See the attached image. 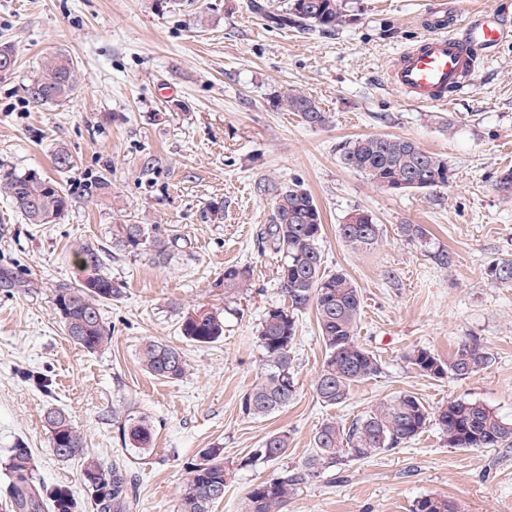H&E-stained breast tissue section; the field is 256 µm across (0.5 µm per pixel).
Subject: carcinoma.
Returning <instances> with one entry per match:
<instances>
[{
	"label": "carcinoma",
	"mask_w": 512,
	"mask_h": 512,
	"mask_svg": "<svg viewBox=\"0 0 512 512\" xmlns=\"http://www.w3.org/2000/svg\"><path fill=\"white\" fill-rule=\"evenodd\" d=\"M253 9L263 15L270 28H298L307 32L331 33L346 17V0H289L284 11L270 12L253 0ZM78 83L72 58L55 52L44 58L29 94L37 103H56L68 98ZM273 106L294 112L311 128L331 123L325 112L306 93L287 88L273 97ZM348 167L364 173L379 187L393 193L445 188L450 169L448 159L424 150L415 141L399 136L365 135L345 144L341 155ZM0 194L31 224H51L68 211L69 195L50 178L25 174H0ZM273 220L263 231L264 239L281 254L278 284L288 306L270 308L260 324L258 341L264 351L267 371L240 400L241 411L251 417L269 415L292 401L296 382L291 350L296 339L298 313L314 307L317 324L326 348V357L315 385L320 400L335 406L344 402L357 383L369 380L381 370L379 358L356 342L361 314V296L355 283L344 273L322 269L319 247L322 217L311 193L299 182L275 188ZM210 224L224 221V202L213 201L203 212ZM341 237L353 248L368 249L378 241L379 228L371 214L353 211L349 221L339 225ZM112 245L118 251L148 252L160 263L174 252L177 239L159 224H114ZM79 279L72 286L54 290L53 301L65 334L77 346L97 352L111 344L101 306L121 295L122 284L102 270L99 249L87 243L72 249ZM250 270L245 266L224 268V277L215 284L229 297L246 287ZM181 336L197 345L212 344L224 337V314L217 308H197L182 314ZM145 371L153 377L173 382L183 377L186 360L174 346L148 340L139 349ZM407 362L421 375L466 379L480 373L491 362V354L476 342H464L443 363L433 352L414 348ZM45 425L54 454L63 460H82L81 480L87 498L96 512H124L132 482L127 471L102 464L85 448V437L59 408L46 411ZM437 425L451 448H496L512 443V421L500 417L491 407L476 400H450L431 412L420 399L409 393L391 398L356 420L347 429L334 421L323 423L314 437V451L302 468L283 470L254 485L245 498L244 512H285L297 485L343 462L366 460L395 448ZM127 449L136 457L150 450L153 429L144 417L130 414L118 423ZM288 433L273 432L259 446L264 456L251 452L239 459L237 467L247 468L260 460L274 462L286 454ZM7 495L11 512H82V502L63 486L48 485L36 474V466L25 443L9 450ZM232 471L224 465V449H204L186 469L176 512H211L213 504L224 499ZM411 512H458L455 504L442 497L424 496Z\"/></svg>",
	"instance_id": "carcinoma-1"
}]
</instances>
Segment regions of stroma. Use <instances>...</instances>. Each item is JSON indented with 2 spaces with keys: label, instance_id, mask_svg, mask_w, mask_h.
Here are the masks:
<instances>
[{
  "label": "stroma",
  "instance_id": "1",
  "mask_svg": "<svg viewBox=\"0 0 512 512\" xmlns=\"http://www.w3.org/2000/svg\"><path fill=\"white\" fill-rule=\"evenodd\" d=\"M431 0H348L347 20L330 35L268 27L251 0H0V44L15 64L0 72V172L57 180L71 205L53 224H30L0 196V269L26 282L0 287V458L17 440L35 457L41 481L83 495L81 463L57 458L44 423L64 409L90 453L126 468L136 488L130 512H173L189 462L224 449L234 472L213 512H243L248 490L277 470L301 468L326 420L350 426L401 393L433 410L478 400L512 421V287L492 274L512 259V194L499 190L512 169V43L482 58L447 107L419 106L388 86L392 60L418 41ZM68 54L76 90L38 104L27 88L47 54ZM301 88L329 112L325 128L304 125L271 105L275 92ZM363 135L415 140L448 159L447 187L388 192L341 161ZM65 146L74 165L57 171ZM108 193H89L99 177ZM297 181L322 215L326 272H343L362 300L356 340L379 358L380 373L325 405L315 382L325 358L314 309L299 314L292 348L297 392L263 418L240 399L265 368L257 340L265 312L286 304L281 257L261 231L272 221V191ZM224 221L204 222L212 200ZM357 209L380 226L377 244L353 250L339 226ZM155 222L177 238L156 264L112 248L116 224ZM422 225L427 244L401 225ZM102 249L103 271L124 286L105 303L112 333L89 352L64 334L53 290L74 282L71 247ZM448 250L437 266L432 253ZM230 265L249 267L250 286L225 297L216 283ZM219 308L224 337L207 346L179 333L181 311ZM178 347L188 370L167 382L138 360L144 340ZM476 341L492 356L467 379L420 375L405 359L425 348L448 359ZM146 417L151 450L134 459L119 438L115 408ZM290 437L276 462L237 468L269 433ZM425 495L454 500L459 512H512V447L461 449L437 426L411 442L350 461L299 485L288 512H411Z\"/></svg>",
  "mask_w": 512,
  "mask_h": 512
}]
</instances>
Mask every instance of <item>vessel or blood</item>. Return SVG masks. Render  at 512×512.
<instances>
[{
	"label": "vessel or blood",
	"mask_w": 512,
	"mask_h": 512,
	"mask_svg": "<svg viewBox=\"0 0 512 512\" xmlns=\"http://www.w3.org/2000/svg\"><path fill=\"white\" fill-rule=\"evenodd\" d=\"M459 5V0H436L424 21L423 38L402 51L387 71L391 86L414 104L448 105L451 93L470 85L480 57L498 46L512 27L501 19L474 21L455 34Z\"/></svg>",
	"instance_id": "b4317fda"
}]
</instances>
